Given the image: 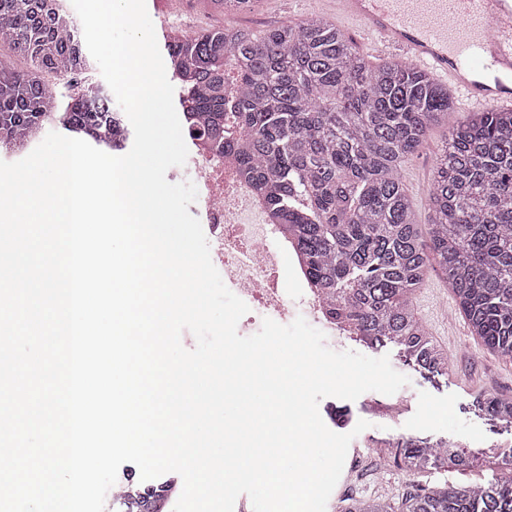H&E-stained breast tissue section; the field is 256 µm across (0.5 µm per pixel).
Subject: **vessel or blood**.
<instances>
[{
  "instance_id": "1",
  "label": "vessel or blood",
  "mask_w": 512,
  "mask_h": 512,
  "mask_svg": "<svg viewBox=\"0 0 512 512\" xmlns=\"http://www.w3.org/2000/svg\"><path fill=\"white\" fill-rule=\"evenodd\" d=\"M363 40L401 51L464 111L512 106V0H331Z\"/></svg>"
}]
</instances>
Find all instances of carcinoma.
Masks as SVG:
<instances>
[{"label": "carcinoma", "mask_w": 512, "mask_h": 512, "mask_svg": "<svg viewBox=\"0 0 512 512\" xmlns=\"http://www.w3.org/2000/svg\"><path fill=\"white\" fill-rule=\"evenodd\" d=\"M55 0H0V44L31 63L0 59V143H24L48 121L112 149V112L93 91L59 103L41 74L67 82L84 52ZM255 0H209L247 12ZM186 123L214 152L237 154L244 176L288 229L306 275L369 345L390 344L435 373L448 355L411 297L439 269L472 335L512 360V109L475 112L436 152L422 229L403 163L454 110L448 88L400 58L376 66L329 21L310 17L255 34L211 27L168 43ZM478 406L512 424V399ZM396 457L412 475L465 470L445 442L402 437ZM341 512H512V478L474 487L409 490L393 504L348 498Z\"/></svg>", "instance_id": "1"}]
</instances>
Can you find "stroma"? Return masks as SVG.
Segmentation results:
<instances>
[{
  "mask_svg": "<svg viewBox=\"0 0 512 512\" xmlns=\"http://www.w3.org/2000/svg\"><path fill=\"white\" fill-rule=\"evenodd\" d=\"M159 48H166L171 29L188 26L195 30L234 25L261 33L269 28L299 21L318 11L316 0H258L248 12L225 14L190 9L185 0H146ZM466 118L465 112L449 115L448 123L434 127L426 144L403 166V181L416 206L417 219L428 223L430 211L426 189L434 169V152L444 139L448 125ZM412 305L436 342L448 354V371L432 374L409 366L393 347L369 348L349 343V350L370 357L388 356L391 366L408 377L398 390L401 399L398 422L367 412L365 398L354 401L323 398L319 412L323 421L343 416L352 421L366 420L368 429L359 434V447L349 448L351 476L343 482L344 497H382L397 501L412 485L437 486L445 483L474 484L506 476L500 460L512 450V426L479 409L480 394L512 395V361L486 352L470 335L457 310L443 275L430 271L414 292ZM426 442H446L475 457L473 467L464 471L435 469L424 475H410L395 461L392 443L397 435Z\"/></svg>",
  "mask_w": 512,
  "mask_h": 512,
  "instance_id": "35a3bbf8",
  "label": "stroma"
}]
</instances>
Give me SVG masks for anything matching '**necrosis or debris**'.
<instances>
[{"instance_id": "1", "label": "necrosis or debris", "mask_w": 512, "mask_h": 512, "mask_svg": "<svg viewBox=\"0 0 512 512\" xmlns=\"http://www.w3.org/2000/svg\"><path fill=\"white\" fill-rule=\"evenodd\" d=\"M183 136L195 149L193 179L203 219L217 242L215 263L230 290L249 307L238 331L254 329L270 314L287 319L294 305L301 304L309 320L327 332L330 343L350 337L348 327L328 317L297 248L281 238L275 219L235 157L215 154L191 131Z\"/></svg>"}]
</instances>
